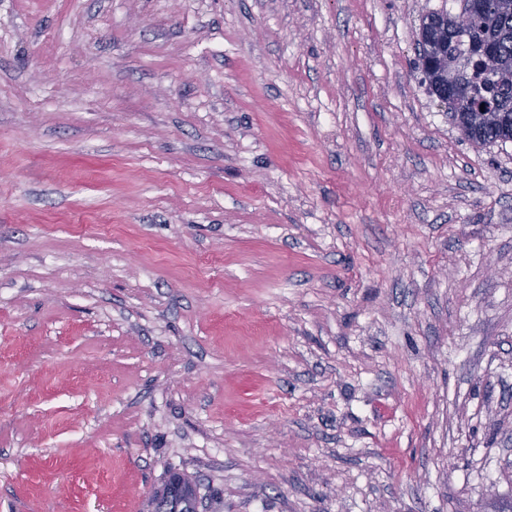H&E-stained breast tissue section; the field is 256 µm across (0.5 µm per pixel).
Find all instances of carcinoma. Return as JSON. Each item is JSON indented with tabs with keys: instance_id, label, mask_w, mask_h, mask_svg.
<instances>
[{
	"instance_id": "1",
	"label": "carcinoma",
	"mask_w": 512,
	"mask_h": 512,
	"mask_svg": "<svg viewBox=\"0 0 512 512\" xmlns=\"http://www.w3.org/2000/svg\"><path fill=\"white\" fill-rule=\"evenodd\" d=\"M459 18L444 10L421 18L415 68L469 141H512V0H492ZM177 477L170 474L149 502H158L160 512H196V499L172 491Z\"/></svg>"
}]
</instances>
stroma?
I'll return each mask as SVG.
<instances>
[{
  "label": "stroma",
  "mask_w": 512,
  "mask_h": 512,
  "mask_svg": "<svg viewBox=\"0 0 512 512\" xmlns=\"http://www.w3.org/2000/svg\"><path fill=\"white\" fill-rule=\"evenodd\" d=\"M461 0H0V512H512V141ZM489 1L462 25L461 11L423 16L414 62L462 134L478 145L512 141V0ZM182 475L181 473H172L168 477L167 481L161 487L163 492L159 495L158 490L149 499L148 507L152 506V503L159 500L158 508L161 509L159 512H195L196 511V498H185L172 491L173 481ZM160 488V489H161Z\"/></svg>",
  "instance_id": "35a3bbf8"
}]
</instances>
